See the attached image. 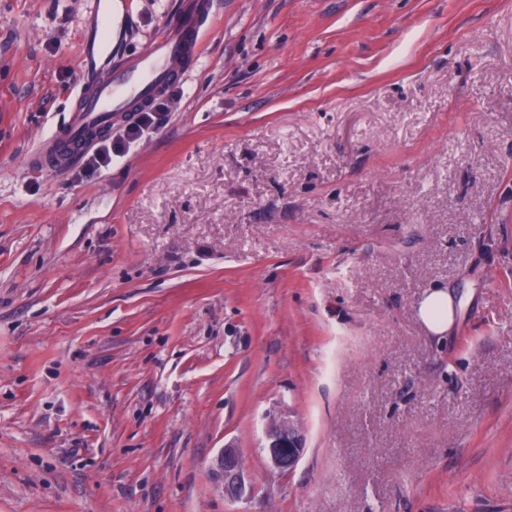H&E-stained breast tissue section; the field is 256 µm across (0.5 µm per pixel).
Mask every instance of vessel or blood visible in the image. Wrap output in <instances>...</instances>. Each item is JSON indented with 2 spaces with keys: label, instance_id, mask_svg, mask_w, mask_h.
<instances>
[{
  "label": "vessel or blood",
  "instance_id": "b4317fda",
  "mask_svg": "<svg viewBox=\"0 0 512 512\" xmlns=\"http://www.w3.org/2000/svg\"><path fill=\"white\" fill-rule=\"evenodd\" d=\"M99 24L98 55L105 67L82 73L83 86L71 106L69 122L51 132L34 153L38 167H61L96 139L111 132L131 107H147L170 83L184 79L198 60L197 44L210 17L209 0H182L179 9L133 61L111 63L112 12L106 0H87Z\"/></svg>",
  "mask_w": 512,
  "mask_h": 512
}]
</instances>
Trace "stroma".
Returning a JSON list of instances; mask_svg holds the SVG:
<instances>
[{"instance_id": "1", "label": "stroma", "mask_w": 512, "mask_h": 512, "mask_svg": "<svg viewBox=\"0 0 512 512\" xmlns=\"http://www.w3.org/2000/svg\"><path fill=\"white\" fill-rule=\"evenodd\" d=\"M177 2L110 0L113 58ZM210 2L166 124L89 175L28 162L83 0H0V512H512V0ZM419 318L434 335H443L453 328L455 300L441 288L429 292L419 305ZM267 454L272 470L283 472L296 467L303 453V438L290 415H273L266 428ZM210 472L222 494L238 500L247 494L249 487L244 477L242 458L236 448L225 446L212 461Z\"/></svg>"}]
</instances>
